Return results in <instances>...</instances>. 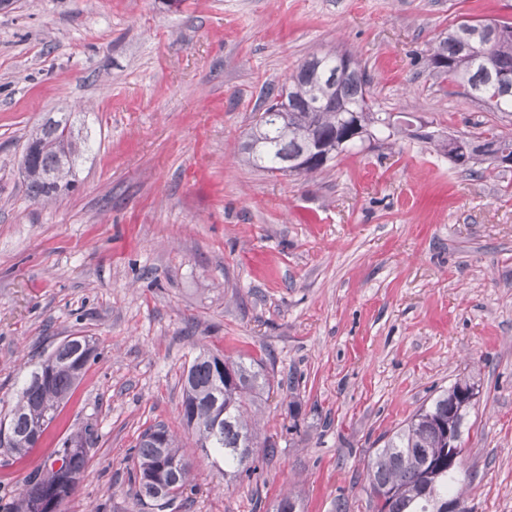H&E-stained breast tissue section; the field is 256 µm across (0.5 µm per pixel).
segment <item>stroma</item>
I'll list each match as a JSON object with an SVG mask.
<instances>
[{
    "label": "stroma",
    "mask_w": 512,
    "mask_h": 512,
    "mask_svg": "<svg viewBox=\"0 0 512 512\" xmlns=\"http://www.w3.org/2000/svg\"><path fill=\"white\" fill-rule=\"evenodd\" d=\"M512 21V0H9L0 6V420L63 340L94 360L40 445L0 448V512L90 427L62 512H152L133 450L162 425L191 466L165 512H373L377 448L442 389L480 393L462 428V499L512 512V166L471 177L435 149L481 121L429 74L461 18ZM347 52L382 110L423 139L270 175L242 150L268 88ZM68 116L94 145L76 185L27 192L28 139ZM207 350L274 367L258 412L276 444L225 481L179 415Z\"/></svg>",
    "instance_id": "obj_1"
}]
</instances>
